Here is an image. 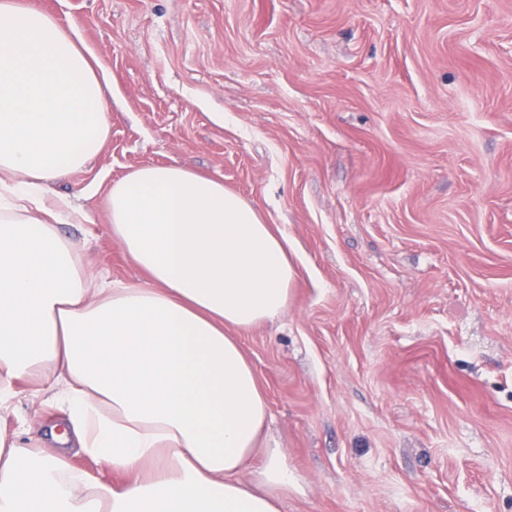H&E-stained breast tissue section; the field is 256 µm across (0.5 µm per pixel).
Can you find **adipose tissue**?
I'll return each instance as SVG.
<instances>
[{"mask_svg":"<svg viewBox=\"0 0 512 512\" xmlns=\"http://www.w3.org/2000/svg\"><path fill=\"white\" fill-rule=\"evenodd\" d=\"M111 82L75 32L0 0V403L49 365L68 385L49 448L0 434V512H280L296 482L279 449L239 478L268 406L238 335L287 308L288 239L222 181L147 165L106 195L148 281L95 287L56 231L90 217L49 184L104 148Z\"/></svg>","mask_w":512,"mask_h":512,"instance_id":"adipose-tissue-1","label":"adipose tissue"}]
</instances>
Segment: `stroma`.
Instances as JSON below:
<instances>
[{
    "label": "stroma",
    "instance_id": "stroma-1",
    "mask_svg": "<svg viewBox=\"0 0 512 512\" xmlns=\"http://www.w3.org/2000/svg\"><path fill=\"white\" fill-rule=\"evenodd\" d=\"M112 74L111 132L53 191L113 284L146 276L105 190L144 165L217 178L284 232L287 310L239 337L281 512H512V0H21ZM0 431L66 419L53 367Z\"/></svg>",
    "mask_w": 512,
    "mask_h": 512
}]
</instances>
